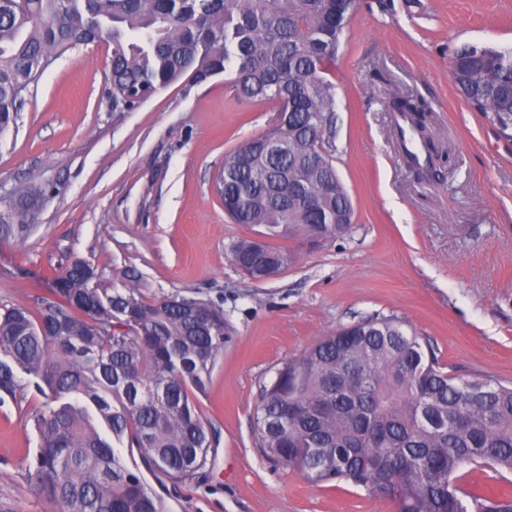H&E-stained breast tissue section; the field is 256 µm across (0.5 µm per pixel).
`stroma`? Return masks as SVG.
Instances as JSON below:
<instances>
[{
  "label": "stroma",
  "instance_id": "35a3bbf8",
  "mask_svg": "<svg viewBox=\"0 0 512 512\" xmlns=\"http://www.w3.org/2000/svg\"><path fill=\"white\" fill-rule=\"evenodd\" d=\"M468 44L512 47V0H390L385 11L360 0L333 70L335 166L354 222L315 246L286 240L295 261L265 282L234 266L232 245L259 229L233 223L215 185L276 107L237 100L232 73L122 112L106 47L82 46L44 71L0 134V208L47 189L25 238L0 241V303L35 307L81 258L107 278L133 266L156 293L219 302L233 327L197 401L219 438L209 468L178 486L145 476L168 512H394L363 488L307 483L253 432L275 369L361 319L398 317L454 374L512 381V136L455 87L452 55ZM403 95L431 107L440 182L402 156L386 104ZM46 405L33 387L0 398V512H66L26 475L42 443L26 415Z\"/></svg>",
  "mask_w": 512,
  "mask_h": 512
}]
</instances>
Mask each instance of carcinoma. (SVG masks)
I'll use <instances>...</instances> for the list:
<instances>
[{
	"label": "carcinoma",
	"instance_id": "cac0c4a2",
	"mask_svg": "<svg viewBox=\"0 0 512 512\" xmlns=\"http://www.w3.org/2000/svg\"><path fill=\"white\" fill-rule=\"evenodd\" d=\"M359 0H0V134L59 56L104 43L112 106L131 111L186 78L230 71L239 99L276 104L264 136L288 143L266 161L236 149L219 196L235 224L261 225L268 241L231 248L240 267L294 260L273 239H335L354 208L336 177V84L330 77ZM464 100L512 127V48L466 46L452 57ZM388 111L411 121L426 153L408 164L438 176L426 135L428 104L395 97ZM31 187L0 212V240L37 219ZM311 200L316 219L308 217ZM60 288L29 309L0 307V393L30 381L57 406L28 421L42 444L28 478L66 512H166L165 500L130 468L122 449L172 484L203 473L216 438L195 394L206 391L232 326L224 308L180 292L157 296L133 268L110 278L73 260ZM357 369L363 383L345 384ZM267 455L313 485L350 483L399 512H512V493L464 481V467L512 475V385L444 371L435 351L392 316H373L319 339L263 386L253 418Z\"/></svg>",
	"mask_w": 512,
	"mask_h": 512
}]
</instances>
